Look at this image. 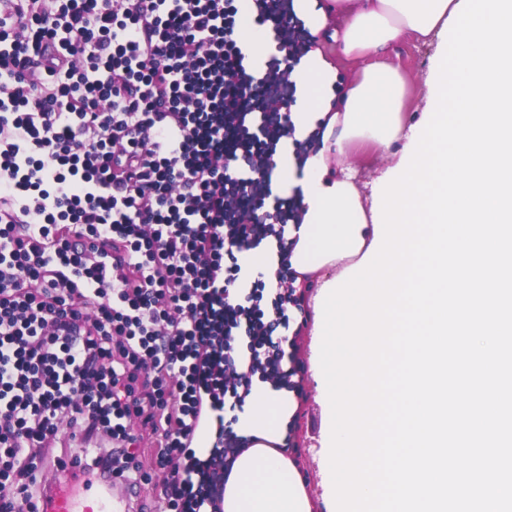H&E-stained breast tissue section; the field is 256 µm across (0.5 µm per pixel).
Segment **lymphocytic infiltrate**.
Wrapping results in <instances>:
<instances>
[{
    "mask_svg": "<svg viewBox=\"0 0 512 512\" xmlns=\"http://www.w3.org/2000/svg\"><path fill=\"white\" fill-rule=\"evenodd\" d=\"M254 5L278 49L260 74L237 0H0V512L45 504L47 465L59 485L159 470L160 512H222L248 446L225 410L300 371L274 334L302 294L277 289L270 320L264 281L236 286L270 236L287 281L299 219L271 188L297 18Z\"/></svg>",
    "mask_w": 512,
    "mask_h": 512,
    "instance_id": "1",
    "label": "lymphocytic infiltrate"
}]
</instances>
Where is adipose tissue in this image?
I'll list each match as a JSON object with an SVG mask.
<instances>
[{"label": "adipose tissue", "mask_w": 512, "mask_h": 512, "mask_svg": "<svg viewBox=\"0 0 512 512\" xmlns=\"http://www.w3.org/2000/svg\"><path fill=\"white\" fill-rule=\"evenodd\" d=\"M458 0H349L350 19L343 31L344 55H369L372 63L344 91H336L337 60L321 47L300 56L290 79L292 133L277 145L272 179L296 199L300 220L288 225L291 267L298 275L320 274L333 280L336 268L361 259L372 247L375 226L369 223L362 196L351 176L330 173L333 148L358 140L390 147L410 140L401 121L404 92L398 71L379 61L381 50L407 35L439 34ZM240 35L247 62L263 71L276 47L269 29L254 21L252 0H239ZM239 287L264 276L276 287L279 268L274 238L239 255ZM298 409L293 391L257 382L245 399L233 428L250 439L224 487V512H313L295 461L284 453L287 428Z\"/></svg>", "instance_id": "obj_1"}]
</instances>
